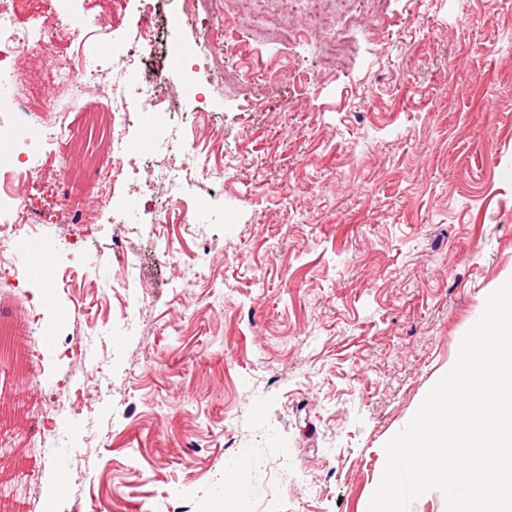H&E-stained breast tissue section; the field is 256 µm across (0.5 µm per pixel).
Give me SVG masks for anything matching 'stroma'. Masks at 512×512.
<instances>
[{
    "instance_id": "obj_1",
    "label": "stroma",
    "mask_w": 512,
    "mask_h": 512,
    "mask_svg": "<svg viewBox=\"0 0 512 512\" xmlns=\"http://www.w3.org/2000/svg\"><path fill=\"white\" fill-rule=\"evenodd\" d=\"M137 0H20L39 55L21 98L63 97L53 67L72 58L70 21H106L87 54L111 78L133 38ZM207 28L164 0L156 42L126 77L162 74L176 97L173 140L113 130L95 91L66 115L55 155L30 179L42 238L55 242L50 345L28 335L40 286L9 287L0 327L19 328L21 361L0 367V449L23 466L0 485L7 512H206L225 468L248 456L247 512H366L384 446L455 363L487 296L512 278V0H386L351 22L352 52L306 77L318 46L255 48L230 0H199ZM244 39L237 56L194 61L170 43ZM282 78L278 92L253 67ZM204 148L224 188L160 183L188 224L158 225L150 197L166 155ZM135 173L108 183L117 151ZM88 224L90 246L71 231ZM111 255V263L100 254Z\"/></svg>"
}]
</instances>
